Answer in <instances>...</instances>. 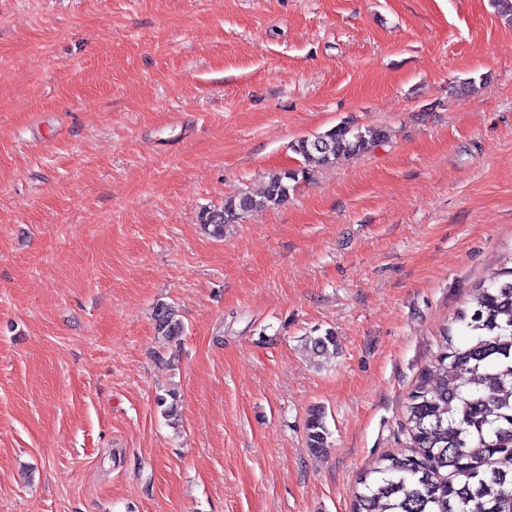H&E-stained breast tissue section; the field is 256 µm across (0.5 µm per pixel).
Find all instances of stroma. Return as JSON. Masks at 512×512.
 <instances>
[{
	"mask_svg": "<svg viewBox=\"0 0 512 512\" xmlns=\"http://www.w3.org/2000/svg\"><path fill=\"white\" fill-rule=\"evenodd\" d=\"M343 120L388 137L204 232ZM511 263L490 0H0V512H352ZM307 167L285 169L273 174L259 194L241 191L227 198L219 207L205 208L200 212L199 224L212 237L223 239L224 225L238 224L244 216L256 209L279 207L288 202L296 184L307 178ZM154 321L157 333L167 339H174L183 333L182 322L176 318L174 310L168 305L157 306ZM324 413L314 411L310 414L306 423V437L309 448L320 450L328 448L329 430L324 420Z\"/></svg>",
	"mask_w": 512,
	"mask_h": 512,
	"instance_id": "stroma-1",
	"label": "stroma"
}]
</instances>
